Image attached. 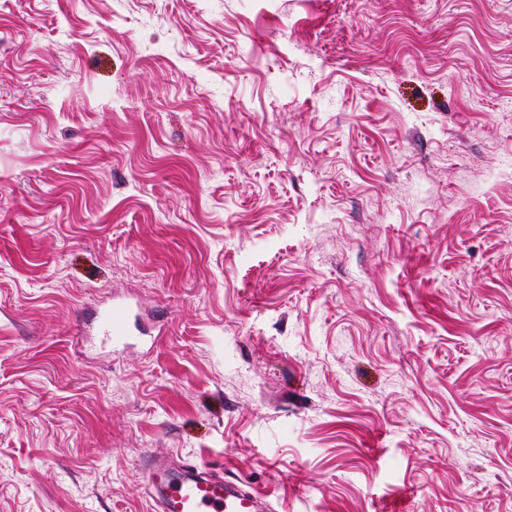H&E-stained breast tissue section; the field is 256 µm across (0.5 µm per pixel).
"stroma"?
<instances>
[{"instance_id":"35a3bbf8","label":"stroma","mask_w":512,"mask_h":512,"mask_svg":"<svg viewBox=\"0 0 512 512\" xmlns=\"http://www.w3.org/2000/svg\"><path fill=\"white\" fill-rule=\"evenodd\" d=\"M153 453L512 512V0H0V512ZM100 325L104 336L112 342H120L132 335L128 310L120 307H109L99 314Z\"/></svg>"}]
</instances>
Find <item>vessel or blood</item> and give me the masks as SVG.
<instances>
[{
    "label": "vessel or blood",
    "mask_w": 512,
    "mask_h": 512,
    "mask_svg": "<svg viewBox=\"0 0 512 512\" xmlns=\"http://www.w3.org/2000/svg\"><path fill=\"white\" fill-rule=\"evenodd\" d=\"M104 336L120 342L132 333L127 309L115 306L99 315ZM146 492L157 512H269L270 498L259 487L232 483L223 474L195 464L173 470L167 459L146 472Z\"/></svg>",
    "instance_id": "b4317fda"
}]
</instances>
